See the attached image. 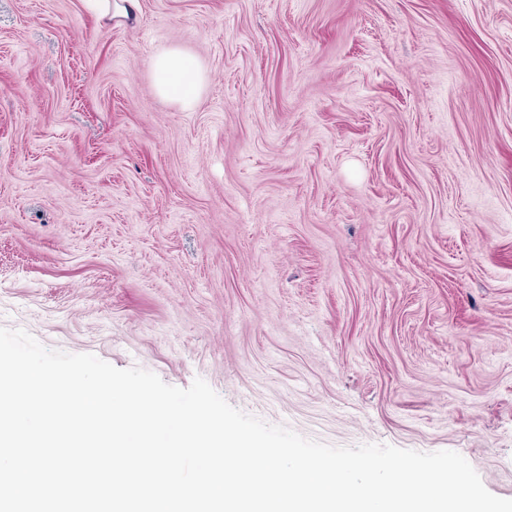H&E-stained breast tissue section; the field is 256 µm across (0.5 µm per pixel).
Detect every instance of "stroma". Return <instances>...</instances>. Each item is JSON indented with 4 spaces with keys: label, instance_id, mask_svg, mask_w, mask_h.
Here are the masks:
<instances>
[{
    "label": "stroma",
    "instance_id": "35a3bbf8",
    "mask_svg": "<svg viewBox=\"0 0 512 512\" xmlns=\"http://www.w3.org/2000/svg\"><path fill=\"white\" fill-rule=\"evenodd\" d=\"M0 326L512 499V0H0ZM151 72L162 96L177 101L185 109L194 106L204 82L196 58L178 47H168L153 56Z\"/></svg>",
    "mask_w": 512,
    "mask_h": 512
}]
</instances>
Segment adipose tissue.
Instances as JSON below:
<instances>
[{
    "instance_id": "ef3b65f1",
    "label": "adipose tissue",
    "mask_w": 512,
    "mask_h": 512,
    "mask_svg": "<svg viewBox=\"0 0 512 512\" xmlns=\"http://www.w3.org/2000/svg\"><path fill=\"white\" fill-rule=\"evenodd\" d=\"M157 91L189 109L197 101L204 82L202 68L196 58L177 47L157 52L151 65Z\"/></svg>"
}]
</instances>
